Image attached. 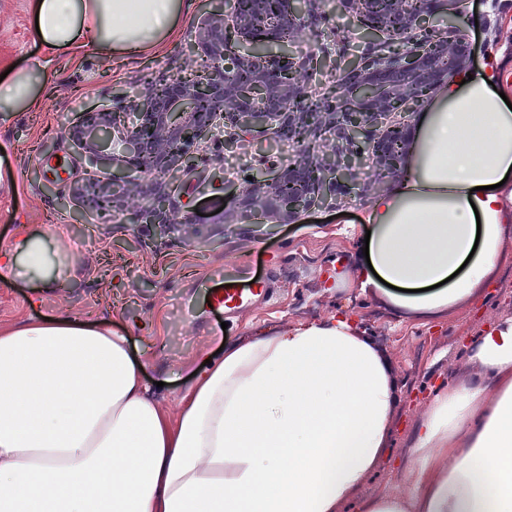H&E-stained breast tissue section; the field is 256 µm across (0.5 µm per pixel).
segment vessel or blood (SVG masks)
Returning a JSON list of instances; mask_svg holds the SVG:
<instances>
[{"instance_id": "obj_1", "label": "vessel or blood", "mask_w": 512, "mask_h": 512, "mask_svg": "<svg viewBox=\"0 0 512 512\" xmlns=\"http://www.w3.org/2000/svg\"><path fill=\"white\" fill-rule=\"evenodd\" d=\"M273 292L264 279H250L234 269L213 267L203 284V297L212 310L233 313L256 299L270 300Z\"/></svg>"}]
</instances>
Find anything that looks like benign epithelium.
Segmentation results:
<instances>
[{"instance_id": "7a95c632", "label": "benign epithelium", "mask_w": 512, "mask_h": 512, "mask_svg": "<svg viewBox=\"0 0 512 512\" xmlns=\"http://www.w3.org/2000/svg\"><path fill=\"white\" fill-rule=\"evenodd\" d=\"M457 4L333 0L328 10L324 0H239L231 16L211 14L191 47L205 70L162 80L143 95L117 93L112 105L76 118L81 156L105 170L90 203L109 213L136 189L150 203L132 213V223L165 234L162 186L200 176L219 132L225 152L247 146L256 158L231 182L233 211L250 224L291 222L315 205L336 209L386 191L405 168L413 112L471 66L469 44L453 24ZM314 26L336 28V42L303 52L283 37ZM353 39L363 48L349 49ZM325 71L336 87L310 112L308 83ZM271 130L278 143H307L305 156L271 163ZM323 135L332 141L328 151L319 147Z\"/></svg>"}]
</instances>
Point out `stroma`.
Wrapping results in <instances>:
<instances>
[{
    "mask_svg": "<svg viewBox=\"0 0 512 512\" xmlns=\"http://www.w3.org/2000/svg\"><path fill=\"white\" fill-rule=\"evenodd\" d=\"M31 0H0V64L22 68L52 58L53 92L38 108L0 112V253L25 232L44 240L53 260L69 258L70 272L47 291L40 277L0 278V327L67 315L127 334L144 362L148 394L169 419H176L189 383L188 369L223 346L283 332L348 311L364 335L383 351L402 387L392 446L396 462L380 465L362 495L406 494V469L414 459L410 436L427 413L437 389L472 372L462 339L512 318V256L498 268L491 290L442 319L408 317L384 297L337 287L352 268L361 239L360 206L315 209L297 223L260 228L227 224L229 209L219 188L186 186L170 196L171 230L159 235L130 214L145 197L128 193L121 223L100 216L88 195L94 171L81 160L69 129L76 113L108 103L116 92L135 94L154 80L186 70L188 49L205 10L195 0L181 35L164 53L130 60L104 53L94 43L52 55L34 36ZM463 24L473 70L499 58L512 76V0H465ZM244 269L272 281L270 303L225 319L198 302L194 290L215 264Z\"/></svg>",
    "mask_w": 512,
    "mask_h": 512,
    "instance_id": "35a3bbf8",
    "label": "stroma"
}]
</instances>
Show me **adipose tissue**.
I'll return each instance as SVG.
<instances>
[{
	"label": "adipose tissue",
	"mask_w": 512,
	"mask_h": 512,
	"mask_svg": "<svg viewBox=\"0 0 512 512\" xmlns=\"http://www.w3.org/2000/svg\"><path fill=\"white\" fill-rule=\"evenodd\" d=\"M193 0H32L38 39L138 58ZM491 68L453 76L415 120L404 176L362 211L351 284L421 318L489 287L512 251V108ZM47 64L0 80V112L37 105ZM47 256L30 235L0 269ZM472 377L416 424L406 495L360 497L391 452L401 389L352 316L225 349L176 422L145 396L127 336L69 316L0 328V512H512V319L470 342ZM293 465L283 469L282 458Z\"/></svg>",
	"instance_id": "obj_1"
}]
</instances>
